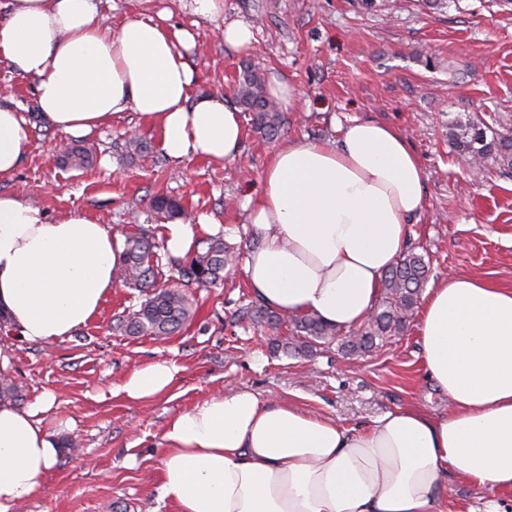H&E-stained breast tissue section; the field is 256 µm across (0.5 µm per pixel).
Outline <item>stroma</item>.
<instances>
[{
  "label": "stroma",
  "mask_w": 512,
  "mask_h": 512,
  "mask_svg": "<svg viewBox=\"0 0 512 512\" xmlns=\"http://www.w3.org/2000/svg\"><path fill=\"white\" fill-rule=\"evenodd\" d=\"M186 0H99L108 23L133 17L195 25L192 62L199 88L221 91L236 105L244 65L279 75L302 93L286 110L279 140L245 128L241 153L215 164L166 158L159 136L126 112L89 135L96 158L87 168L62 167L56 144L66 133L38 117L31 78L0 62V105L24 112L31 137L13 177L14 193L53 217L83 212L114 232L159 235L169 218L152 209L157 194L176 198L185 215L204 214L238 252L257 244L242 209L247 193L279 142L334 140L350 120L373 118L401 129L426 171L424 217L411 246L430 262V280L443 274L484 275L512 288V169L486 161L473 174L467 156L448 140V122L480 117L490 133L512 134V0H224V16L194 21ZM250 25L251 50L225 49L218 32L229 21ZM131 139L148 148L126 153ZM198 312L186 329L164 340L129 336L119 318L138 310L143 294L117 284L100 312L72 336L45 343L0 332V380L18 391L17 407L53 397L43 424L73 440L43 480L42 492L16 512H173L159 495L161 437L168 417L210 396L250 389L264 401H287L360 428L386 412L418 407L440 414L448 398L429 383L416 322L360 357L337 350L294 358L275 349L239 317L253 299L240 268L194 294ZM165 360L179 374L163 396L133 402L118 387L135 367ZM443 490L453 512H486L500 501L512 512V492L474 486L449 472Z\"/></svg>",
  "instance_id": "obj_1"
}]
</instances>
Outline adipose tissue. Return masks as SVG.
<instances>
[{
	"label": "adipose tissue",
	"mask_w": 512,
	"mask_h": 512,
	"mask_svg": "<svg viewBox=\"0 0 512 512\" xmlns=\"http://www.w3.org/2000/svg\"><path fill=\"white\" fill-rule=\"evenodd\" d=\"M193 30L150 17L104 25L96 0H9L0 61L30 77L41 119L74 135L132 111L157 131L175 162L221 164L241 151L236 108L196 92ZM23 113L0 106V181L17 170L30 138ZM426 173L395 126L355 119L335 141H294L271 155L247 195L258 240L242 265L270 310L312 314L344 329L377 304L385 273L424 212ZM206 216L165 225L171 256L197 245ZM122 236L87 214L49 218L0 193V310L22 340L73 335L117 283ZM427 376L448 411L417 408L346 428L243 389L172 414L162 435V498L174 512H446L448 469L473 485L512 490V289L447 274L429 288L419 322ZM179 369L134 368L130 400L164 395ZM40 398L0 401V512L38 494L60 453L41 426Z\"/></svg>",
	"instance_id": "1"
}]
</instances>
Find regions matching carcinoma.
I'll use <instances>...</instances> for the list:
<instances>
[{
  "label": "carcinoma",
  "instance_id": "carcinoma-1",
  "mask_svg": "<svg viewBox=\"0 0 512 512\" xmlns=\"http://www.w3.org/2000/svg\"><path fill=\"white\" fill-rule=\"evenodd\" d=\"M238 103L249 113L254 132L264 139L278 137L284 126V115L266 95L264 80L250 65L242 69L236 92ZM448 134L455 147L473 162L489 158L512 168V135L496 134L487 138L482 120L455 118L448 124ZM65 164L83 166L90 154L81 146L62 151ZM120 275L135 288H151L145 300L132 315L120 320V329L129 336H171L192 321L196 309L189 289L206 288L224 278V271L233 264L235 255L221 235L206 240V248L196 252L185 264L178 266L177 276L165 287L154 288L161 258L157 244L148 231L129 236ZM430 272L429 263L421 253L410 249L385 273L381 298L367 319L358 327L345 331L308 314H286L272 311L261 303L248 307L245 318L276 336L274 344L285 353L311 357L336 345L345 355L359 356L386 339L403 333L407 322L420 302ZM288 335H281L282 328Z\"/></svg>",
  "mask_w": 512,
  "mask_h": 512
}]
</instances>
